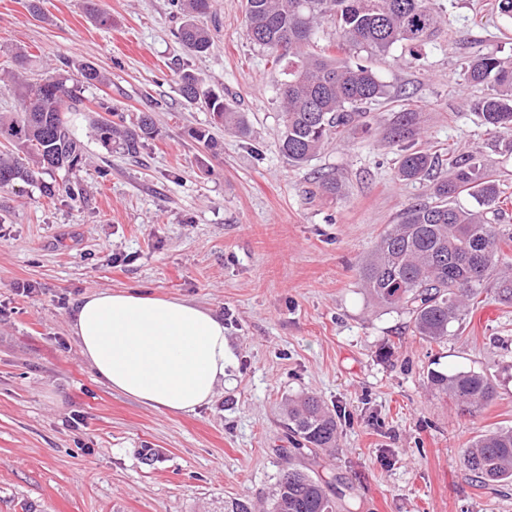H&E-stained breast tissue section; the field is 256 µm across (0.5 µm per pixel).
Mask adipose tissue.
<instances>
[{
  "label": "adipose tissue",
  "mask_w": 512,
  "mask_h": 512,
  "mask_svg": "<svg viewBox=\"0 0 512 512\" xmlns=\"http://www.w3.org/2000/svg\"><path fill=\"white\" fill-rule=\"evenodd\" d=\"M72 333L112 390L168 414L210 404L224 383V320L182 299L96 291L79 303Z\"/></svg>",
  "instance_id": "ef3b65f1"
}]
</instances>
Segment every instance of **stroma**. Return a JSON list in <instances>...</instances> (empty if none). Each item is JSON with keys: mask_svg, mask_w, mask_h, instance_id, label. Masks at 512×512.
Instances as JSON below:
<instances>
[{"mask_svg": "<svg viewBox=\"0 0 512 512\" xmlns=\"http://www.w3.org/2000/svg\"><path fill=\"white\" fill-rule=\"evenodd\" d=\"M0 0V72L15 53L35 67L90 62L109 76L82 87L71 116L87 167L74 194L0 189V512H224L245 498L262 508L286 453L288 399L319 396L339 422L338 445L313 471L335 482L355 512H512V486H476L462 450L476 434L512 426V303L485 291L447 342L415 336L410 317L377 305L358 268L403 209L427 200L432 179L402 181L405 147L476 155L499 176L502 223L512 225V133L475 110L480 89L463 67L482 51L512 57V19L495 0H433L450 23L409 53L358 51L388 95L362 107L344 138L311 162L279 150L283 79L252 43L242 0H213L201 23L207 54L186 52L172 0ZM222 90L248 119L239 137L177 90L180 72ZM133 122L154 112L158 131L140 159L102 145L105 110ZM416 131L394 143L402 112ZM210 133L214 148L193 138ZM340 190L321 194L322 178ZM137 290L190 301L224 319L227 364L215 401L169 415L112 389L81 355L71 325L81 298ZM492 375L496 399L460 411L430 389L431 370Z\"/></svg>", "mask_w": 512, "mask_h": 512, "instance_id": "obj_1", "label": "stroma"}]
</instances>
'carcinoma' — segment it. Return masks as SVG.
I'll use <instances>...</instances> for the list:
<instances>
[{"label":"carcinoma","instance_id":"cac0c4a2","mask_svg":"<svg viewBox=\"0 0 512 512\" xmlns=\"http://www.w3.org/2000/svg\"><path fill=\"white\" fill-rule=\"evenodd\" d=\"M250 40L266 50L272 64L288 60L280 84V150L295 166L310 162L333 138L342 137L360 115L361 106L388 95L376 71L351 60V52L384 53L397 43L412 48L428 44L442 26L431 0H243ZM211 0H180L184 21L176 37L194 55L209 51V30L197 22ZM335 26L339 58L310 50L319 26ZM16 69L0 83L22 102L18 112L0 113V188L21 181L38 184L47 196L70 184L54 175L86 163L68 114L82 111L75 84H96L104 75L91 63L78 66L76 76L49 68L38 79L25 76L29 59L15 55ZM465 81L481 86L485 95L478 110L488 129L512 131V60L476 53L469 59ZM178 92L189 104L200 103L224 129L241 137L250 133L244 113L235 110L191 72L180 75ZM106 147L127 155L139 152L156 132L148 112L131 127L100 118L94 125ZM412 136L407 112L390 128L396 142ZM435 157L426 150L401 155L398 176L404 181L430 175ZM52 177L47 182L43 176ZM466 193L478 204L462 208L456 199ZM502 196L496 173L473 156H458L450 172L433 186L430 200L408 207L398 223L379 238L373 253L359 267L362 285L380 306L406 310L413 332L428 343L448 340L462 324L463 313L494 281V292L512 303V226L498 223ZM428 386L476 413L496 397L491 376L474 370H433ZM286 428L294 440L288 455L337 447L336 417L315 395L288 400ZM463 460L480 485L512 484V427L476 435L463 449ZM267 512H342L335 492L311 471L290 468L278 480Z\"/></svg>","mask_w":512,"mask_h":512}]
</instances>
